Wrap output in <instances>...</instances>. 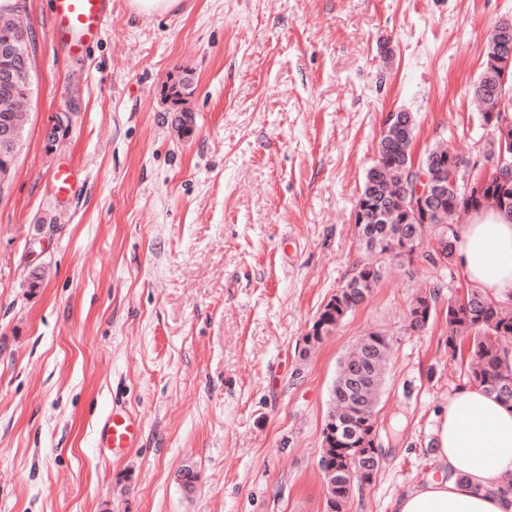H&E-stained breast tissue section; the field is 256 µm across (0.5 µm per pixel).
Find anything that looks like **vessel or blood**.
Here are the masks:
<instances>
[{"label":"vessel or blood","instance_id":"b4317fda","mask_svg":"<svg viewBox=\"0 0 512 512\" xmlns=\"http://www.w3.org/2000/svg\"><path fill=\"white\" fill-rule=\"evenodd\" d=\"M54 40L70 53L87 52L112 19L108 0H49ZM140 433L137 418L109 410L97 432L96 446L113 454L134 447Z\"/></svg>","mask_w":512,"mask_h":512}]
</instances>
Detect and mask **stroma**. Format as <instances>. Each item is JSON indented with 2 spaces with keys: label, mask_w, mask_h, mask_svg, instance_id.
Masks as SVG:
<instances>
[{
  "label": "stroma",
  "mask_w": 512,
  "mask_h": 512,
  "mask_svg": "<svg viewBox=\"0 0 512 512\" xmlns=\"http://www.w3.org/2000/svg\"><path fill=\"white\" fill-rule=\"evenodd\" d=\"M24 4L33 92L0 190V512H326L330 389L376 329L394 338L380 465L348 512H391L437 472L438 416L467 383L445 308L468 280L392 262L331 335L304 338L357 258L386 113L415 116L417 151L482 155L468 86L512 0H181L143 16L112 0L84 56L53 43L49 0ZM60 167L78 173L65 194ZM433 285L427 328L404 331ZM113 405L142 424L116 457L95 446Z\"/></svg>",
  "instance_id": "35a3bbf8"
}]
</instances>
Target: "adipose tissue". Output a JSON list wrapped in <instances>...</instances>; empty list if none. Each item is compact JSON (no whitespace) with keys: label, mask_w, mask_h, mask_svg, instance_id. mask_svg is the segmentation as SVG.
<instances>
[{"label":"adipose tissue","mask_w":512,"mask_h":512,"mask_svg":"<svg viewBox=\"0 0 512 512\" xmlns=\"http://www.w3.org/2000/svg\"><path fill=\"white\" fill-rule=\"evenodd\" d=\"M468 280L496 300L512 301V222L487 209L473 213L455 246ZM438 475L396 499L392 512H512V495L494 489L512 471V410L476 385L448 399L438 420Z\"/></svg>","instance_id":"obj_1"}]
</instances>
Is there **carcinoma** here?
Masks as SVG:
<instances>
[{"mask_svg":"<svg viewBox=\"0 0 512 512\" xmlns=\"http://www.w3.org/2000/svg\"><path fill=\"white\" fill-rule=\"evenodd\" d=\"M24 11L21 0H14L9 7L0 9V41L25 37L28 43H34L32 29L22 16ZM508 54L512 55V18L505 16L495 23L482 72L469 87L473 99L483 106L478 121L484 128L491 122L488 103L496 98L500 84V73L491 61ZM30 93L29 83H18L8 89L0 85V97H9V102L0 104V121L11 119L18 128L16 144L0 148L1 184L10 177L15 158L23 147L22 116L14 111L13 105L27 100ZM493 118L492 139L488 141L486 153L509 155L512 153V123L500 112ZM415 131L414 124L408 129L397 124L378 142L377 158L368 169L372 176L365 179L362 188L368 209L364 223L356 225L361 257L355 262L353 273L340 286L341 299L330 300L321 309L314 325L323 326V335L312 337L307 341L309 346L331 335L348 313L367 300L381 281L387 263L395 259L411 263L419 256L436 270L453 265L459 237L455 218L459 215L493 207L512 218L511 175H499L494 169L489 185L477 192L466 189L462 173L448 170L442 176L448 185V195L435 202V208L440 211L438 222L403 223L401 214L387 206L383 196L400 195L411 173ZM438 155L448 156L455 166L468 164L443 144L424 152L426 157ZM446 322L451 359L460 360L470 382L512 410V312L482 289L470 287L466 289L465 299L448 301ZM366 338L365 343L358 340L352 344L339 362L335 394L330 396L331 405L337 409L336 422H351L356 440L378 427L376 407L393 346V337L379 330L369 332ZM368 482V472L350 481L336 479V501L328 512H347L354 487Z\"/></svg>","mask_w":512,"mask_h":512,"instance_id":"cac0c4a2","label":"carcinoma"}]
</instances>
